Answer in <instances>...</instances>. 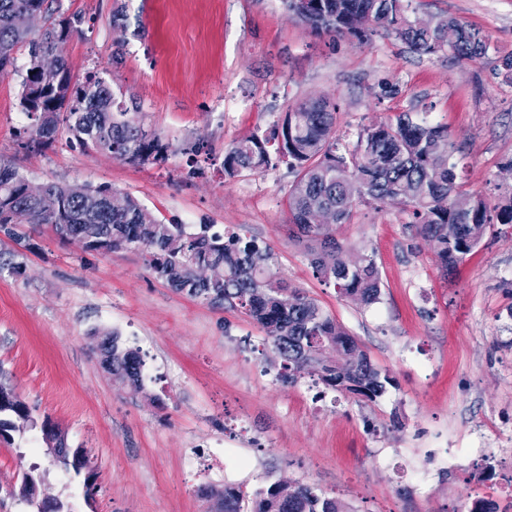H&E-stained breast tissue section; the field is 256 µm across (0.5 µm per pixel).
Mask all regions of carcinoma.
I'll return each mask as SVG.
<instances>
[{
  "label": "carcinoma",
  "mask_w": 512,
  "mask_h": 512,
  "mask_svg": "<svg viewBox=\"0 0 512 512\" xmlns=\"http://www.w3.org/2000/svg\"><path fill=\"white\" fill-rule=\"evenodd\" d=\"M56 0H0V76L17 73V50L27 47L28 64L21 75L19 106L31 120L24 130L30 141L47 149L65 133L87 152H105L133 164H164L172 153L161 133L144 127L137 112L117 105L109 83L94 72L73 79L62 56V45L81 23L67 15ZM412 0H286L297 19L316 31L349 35L363 42L382 31L420 54H451L474 61L488 55L490 42L479 31L453 18L430 17L417 24ZM30 11L45 16L34 31L18 24ZM57 55L54 71L41 67L43 54ZM336 111L322 98L305 99L288 108L281 121L261 134L235 142L224 156V175L262 171L285 163L296 173L289 194V223L294 236L309 243L308 257L315 274L345 298L366 305L377 302L381 277L371 257L359 267H348L347 249L331 224L311 223L312 206L331 208L335 223L351 221L359 203L378 204L406 188L401 201L412 210L419 233L429 242L443 273L456 268L478 247L493 224H512V195L490 204L482 195L457 183L453 143L448 131L413 121L403 112L394 121L367 127L353 148L339 149L335 135ZM347 176L363 185L352 201L344 186ZM27 177L0 161V234L20 244L23 228L48 224L55 235L68 239L82 233L89 254H102L112 238V250L141 251L156 277L173 290L227 305L264 329L280 358L277 379L295 383L308 376L332 390L376 401L393 385L392 378L373 365L356 340L326 313L317 301L288 285L272 268L270 245L234 230L211 232L207 224L189 233L182 224H163L131 195L108 185L88 186L80 198L66 186L48 182L45 193L56 207L46 209L27 193ZM455 225L448 236V225ZM354 354L344 368L336 364L342 352ZM102 363L116 378L136 386L143 360L119 337L107 333L102 341ZM15 391L0 384V437L16 430L15 420H30L28 406ZM245 491L224 487L217 512H244ZM249 512H343L342 505L318 488L300 482H274L256 494Z\"/></svg>",
  "instance_id": "1"
}]
</instances>
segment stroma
Returning a JSON list of instances; mask_svg holds the SVG:
<instances>
[{
	"label": "stroma",
	"instance_id": "35a3bbf8",
	"mask_svg": "<svg viewBox=\"0 0 512 512\" xmlns=\"http://www.w3.org/2000/svg\"><path fill=\"white\" fill-rule=\"evenodd\" d=\"M82 23L64 46L74 78L103 72L123 104L169 139L163 167L84 152L59 137L40 151L21 133L20 78L0 76V160L32 186L109 185L165 224L212 225L266 241L279 276L314 298L395 381L374 402L301 379L276 378L265 329L239 310L175 292L141 252L84 253L49 225L29 229L20 271H0V383L30 409L0 439V512H36L13 488L36 470L41 495L67 512H211L199 490L300 481L345 512H465L479 498L512 512V224L488 229L474 254L442 274L402 204L357 206L336 227L348 258H374L379 302L341 297L317 279L291 236L286 165L224 176L228 147L282 119L306 98L335 103L336 135L402 112L447 128L457 180L495 200L512 188V0H413L422 16L478 29L488 56L421 55L392 36L359 42L317 32L284 0H60ZM122 47L124 59L113 64ZM139 350L151 372L134 387L101 363V332ZM51 419L87 452L94 490L43 440ZM199 448H235L244 469L187 471Z\"/></svg>",
	"mask_w": 512,
	"mask_h": 512
}]
</instances>
